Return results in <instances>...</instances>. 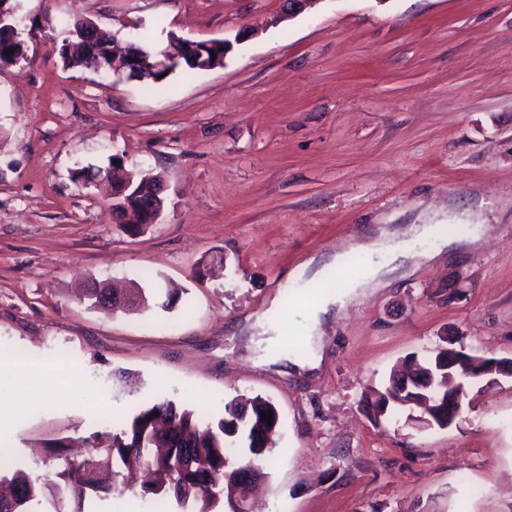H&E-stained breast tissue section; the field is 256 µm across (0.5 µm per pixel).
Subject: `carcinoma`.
Here are the masks:
<instances>
[{"label":"carcinoma","mask_w":512,"mask_h":512,"mask_svg":"<svg viewBox=\"0 0 512 512\" xmlns=\"http://www.w3.org/2000/svg\"><path fill=\"white\" fill-rule=\"evenodd\" d=\"M23 34H18V43H3L0 46V68L15 66L25 59L21 43ZM13 53H7V50ZM57 57L66 69L105 72L96 59L87 51L81 36V23L69 25L67 35L57 43ZM189 63L175 64L171 68L145 79L154 87L166 82L171 75L181 70H196ZM440 352L421 362L413 357L407 361L406 370L416 377L435 367ZM271 413L273 421L261 420V412ZM161 424L169 430L186 434L197 441L193 448L194 458L190 471L182 469L184 448L170 449L166 455L155 454L152 433L155 425ZM280 417L276 406L261 396H237L224 402V416L216 422L195 414L194 411L177 405L171 400L149 403L138 407L117 432H103L93 442L94 453L86 457H68L58 449L64 467L56 473L57 480L42 481L19 467L12 454L0 452V484L14 486L21 491L14 506L0 501V512H41L43 502L51 499L62 501L73 499L82 502L90 492L105 489L110 463L128 461L135 457L149 464L154 473L153 480L146 483L143 492L156 499L159 508L174 499L189 512H215L236 484L239 468L254 461L262 466L273 449L279 434ZM244 430L248 440V456H239L238 449L227 446L226 438Z\"/></svg>","instance_id":"obj_1"}]
</instances>
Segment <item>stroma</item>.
Instances as JSON below:
<instances>
[{
	"label": "stroma",
	"mask_w": 512,
	"mask_h": 512,
	"mask_svg": "<svg viewBox=\"0 0 512 512\" xmlns=\"http://www.w3.org/2000/svg\"><path fill=\"white\" fill-rule=\"evenodd\" d=\"M52 34L0 69V357L56 370L69 392L0 398L19 466L56 442L90 446L162 399L222 416L233 396L272 401L281 421L250 512H512V379L472 389L456 426L421 428L366 398L441 335L512 359V0H19ZM89 19L119 41L174 33L229 39L223 66L147 87L66 70L48 37ZM253 35L236 42L237 33ZM163 174L158 223H114L76 165L113 156ZM377 224H435L476 248L394 275L328 327L311 374L254 365L250 317L288 328V275ZM143 288L146 309L106 313L83 283ZM138 376L128 393L115 373ZM140 488L102 491L84 512H155Z\"/></svg>",
	"instance_id": "35a3bbf8"
}]
</instances>
